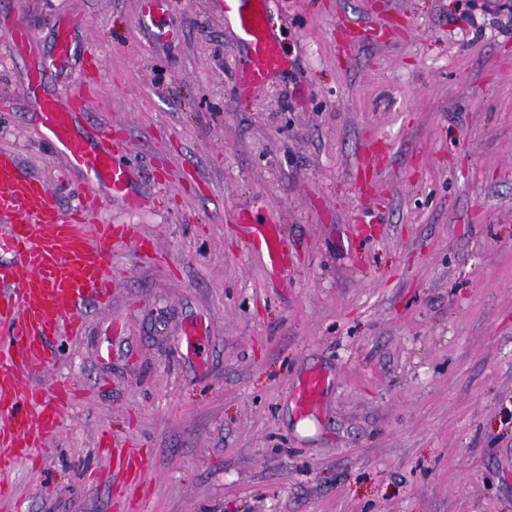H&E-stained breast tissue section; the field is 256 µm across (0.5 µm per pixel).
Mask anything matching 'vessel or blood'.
I'll return each instance as SVG.
<instances>
[{"label": "vessel or blood", "instance_id": "b4317fda", "mask_svg": "<svg viewBox=\"0 0 512 512\" xmlns=\"http://www.w3.org/2000/svg\"><path fill=\"white\" fill-rule=\"evenodd\" d=\"M224 21L252 50L245 82L252 88L263 85L284 63L269 0H224ZM7 44L29 57H43L21 23L11 26ZM73 59V34L64 24L55 32L47 66L63 71ZM36 119L69 168L112 196L128 198L131 169L118 161L115 150L95 148L89 135L78 131L74 107L45 97ZM1 215L6 221L0 225V257L7 254L11 260H0V493L8 487L5 475L13 464L28 459L31 448L56 433L77 391L73 383L46 381L44 374L56 358L46 339L80 334L85 305L109 304L113 239H133L140 250L150 248L137 240L133 226L92 223L82 207L61 213L54 192L22 176L15 155L6 149H0ZM247 244L266 264H281L284 244L276 225H252ZM324 384V374L313 370L293 387L291 399L302 417L318 410Z\"/></svg>", "mask_w": 512, "mask_h": 512}]
</instances>
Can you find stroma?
I'll return each mask as SVG.
<instances>
[{"instance_id": "35a3bbf8", "label": "stroma", "mask_w": 512, "mask_h": 512, "mask_svg": "<svg viewBox=\"0 0 512 512\" xmlns=\"http://www.w3.org/2000/svg\"><path fill=\"white\" fill-rule=\"evenodd\" d=\"M141 3L0 0V37L24 22L46 54L75 24L42 91L84 99L143 203L65 168L7 48L0 147L62 209L155 244H113L110 305L53 340L47 379L80 395L0 512H512V0H273L286 64L249 90L222 0H168L159 23ZM344 22L367 40L343 49ZM244 212L278 225L280 269ZM312 368L303 418L289 393ZM71 26L64 24L58 27L54 36V52L47 64L56 70H66L74 60V44ZM325 376L319 370L308 372L291 391V399L297 412L308 418L320 405ZM100 448H103L104 451L111 457L114 456L118 465L123 467L126 471L134 474L136 478L140 476L142 465L139 457L135 452L121 450L117 453H114L112 448V438L105 433H103L100 437Z\"/></svg>"}]
</instances>
